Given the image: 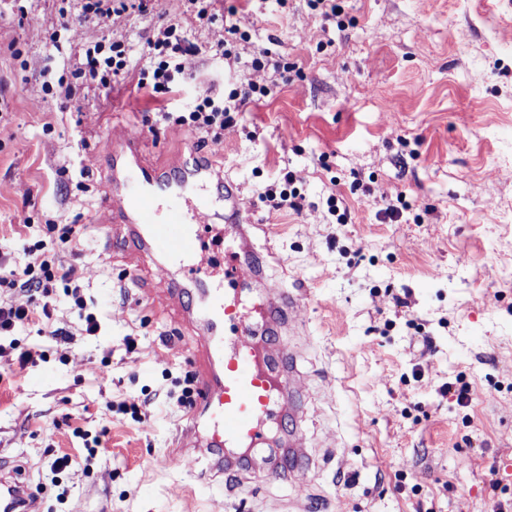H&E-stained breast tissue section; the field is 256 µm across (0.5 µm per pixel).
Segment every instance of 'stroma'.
Instances as JSON below:
<instances>
[{"label": "stroma", "mask_w": 512, "mask_h": 512, "mask_svg": "<svg viewBox=\"0 0 512 512\" xmlns=\"http://www.w3.org/2000/svg\"><path fill=\"white\" fill-rule=\"evenodd\" d=\"M60 0L0 10V254L22 263L44 240L88 311L85 335L61 301L48 331L23 328L27 367L0 360V460L37 497L38 512H494L512 503V0H251L232 16L184 27L199 51L193 78L154 97L127 84L109 97L40 93L14 51H54ZM179 0L124 21L140 54ZM269 49L263 68L250 60ZM256 83L219 139L155 122L205 90ZM115 125L160 159L193 141L239 189L253 221L246 294L268 304L300 295L290 326L265 350L295 353L281 417L226 481L224 454L180 441L176 400L120 413L165 379L196 374L197 330L157 266L107 226L98 137ZM292 174L301 211L271 209L266 189ZM397 207L390 220L385 211ZM32 227L19 235L18 212ZM69 224L72 244L48 234ZM80 255H73L72 246ZM66 326L57 342L50 329ZM134 337L135 351L125 339ZM109 368H102L104 350ZM469 387L467 406L441 393ZM104 435L96 455L85 436ZM68 455L58 480L49 464Z\"/></svg>", "instance_id": "stroma-1"}]
</instances>
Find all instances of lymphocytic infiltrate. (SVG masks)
<instances>
[{
  "mask_svg": "<svg viewBox=\"0 0 512 512\" xmlns=\"http://www.w3.org/2000/svg\"><path fill=\"white\" fill-rule=\"evenodd\" d=\"M61 16L73 17L81 23H97L117 27L132 13L151 10V0H61ZM180 22L154 27L148 35L138 62H131L130 48L124 41L84 44L73 73L84 87L100 89L112 83L134 80L137 88L154 94L172 92L177 80L187 79V56L196 54ZM264 87L249 84L242 90H232L228 96L208 91L198 97L188 116L176 119L178 125L193 132L219 139L225 128L235 123V115L252 95L264 94ZM28 260L0 277V288L26 292L35 296L33 306L22 307L0 301V355L12 352L19 366H26L30 355L20 349L16 334L27 324L52 319L57 309V293L65 291L77 306L85 301L80 288L71 286L69 274L56 264L43 243L26 249Z\"/></svg>",
  "mask_w": 512,
  "mask_h": 512,
  "instance_id": "obj_1",
  "label": "lymphocytic infiltrate"
}]
</instances>
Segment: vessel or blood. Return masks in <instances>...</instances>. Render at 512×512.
<instances>
[{
    "label": "vessel or blood",
    "instance_id": "obj_1",
    "mask_svg": "<svg viewBox=\"0 0 512 512\" xmlns=\"http://www.w3.org/2000/svg\"><path fill=\"white\" fill-rule=\"evenodd\" d=\"M96 156L108 173V223L128 225L148 256L176 265V290L195 299L203 325L196 403L207 447H255L293 376L287 358L262 356L255 338L272 324H287L296 296L282 295L273 310L250 309L239 298L245 260L225 255L219 271L206 258L209 234L223 235L228 223L243 232L251 225L233 185L207 155L192 149L156 162L139 139L115 127L99 138ZM31 500L26 483L0 477V512H32Z\"/></svg>",
    "mask_w": 512,
    "mask_h": 512
}]
</instances>
